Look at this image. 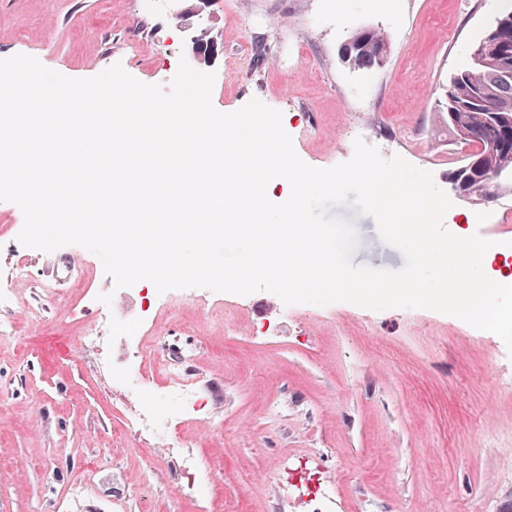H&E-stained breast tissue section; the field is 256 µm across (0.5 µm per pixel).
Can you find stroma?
Returning <instances> with one entry per match:
<instances>
[{
    "label": "stroma",
    "mask_w": 512,
    "mask_h": 512,
    "mask_svg": "<svg viewBox=\"0 0 512 512\" xmlns=\"http://www.w3.org/2000/svg\"><path fill=\"white\" fill-rule=\"evenodd\" d=\"M507 0H0V59L37 58L62 75L114 64L170 92L180 60L215 75L214 107L259 99L308 165L331 168L363 137L441 189L464 153L436 98ZM381 29L383 67L354 69L351 30ZM264 58H256V45ZM448 231L512 239V195H452ZM473 221L460 224L461 213ZM359 234L354 264L398 269L375 221L338 208ZM24 215L0 201V512H507L512 506V353L495 334L429 309L372 311L347 302L287 305L273 293L151 305L154 285L115 289L79 245L22 246ZM82 256L70 278L52 269ZM57 298L42 299L43 285ZM112 293L111 304L99 301ZM149 313L137 345L111 337L105 366L87 325ZM189 374L198 404L178 419L181 453L138 440L140 395L169 413L168 367ZM132 369L138 385L112 383ZM209 473L196 480L184 456Z\"/></svg>",
    "instance_id": "stroma-1"
}]
</instances>
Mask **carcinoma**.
Here are the masks:
<instances>
[{"label":"carcinoma","instance_id":"carcinoma-1","mask_svg":"<svg viewBox=\"0 0 512 512\" xmlns=\"http://www.w3.org/2000/svg\"><path fill=\"white\" fill-rule=\"evenodd\" d=\"M387 38L376 28L354 30L345 43V61L358 69L379 68L383 65ZM512 109V53L507 57L485 54V62L475 58L460 67L438 99L436 111L444 126L463 144L474 146L464 161L494 150L493 163L503 169L502 177L485 181L482 173L470 170L459 177L462 190L474 188L499 197L512 193V122L492 118L498 108Z\"/></svg>","mask_w":512,"mask_h":512}]
</instances>
